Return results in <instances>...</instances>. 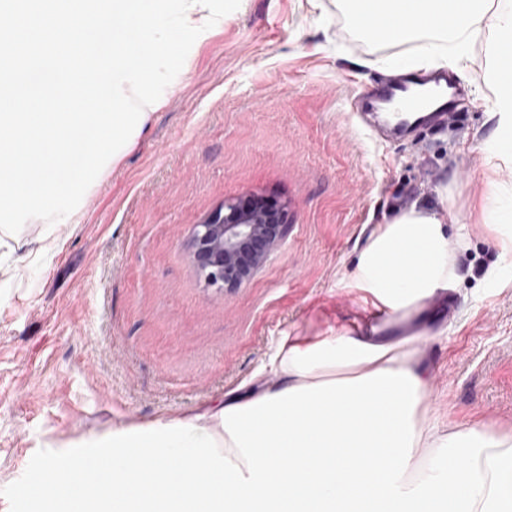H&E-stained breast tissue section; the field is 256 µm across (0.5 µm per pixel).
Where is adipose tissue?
<instances>
[{
    "mask_svg": "<svg viewBox=\"0 0 512 512\" xmlns=\"http://www.w3.org/2000/svg\"><path fill=\"white\" fill-rule=\"evenodd\" d=\"M358 26L393 17L391 41L426 39L459 71L488 30L490 109L512 126V0H352ZM450 212L411 206L374 227L339 282L369 316L314 338L282 336L254 386L223 407L118 429L99 455L49 459L37 512H512V434L442 428L410 340L384 339L458 274Z\"/></svg>",
    "mask_w": 512,
    "mask_h": 512,
    "instance_id": "adipose-tissue-1",
    "label": "adipose tissue"
}]
</instances>
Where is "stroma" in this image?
<instances>
[{"label":"stroma","mask_w":512,"mask_h":512,"mask_svg":"<svg viewBox=\"0 0 512 512\" xmlns=\"http://www.w3.org/2000/svg\"><path fill=\"white\" fill-rule=\"evenodd\" d=\"M321 2L242 0L195 41L137 145L53 225L52 249L38 250L40 224L0 241V512H34L20 491L47 459L220 407L281 336L348 324L362 301L339 270L415 203L455 214L449 240L467 232L457 285L417 330L428 410L512 433V259L489 227L512 201V163L486 165L507 137L488 109V35L458 76L463 117L382 146L349 98L422 44L370 36L346 0ZM252 196L287 206L285 243L243 286H209L193 227Z\"/></svg>","instance_id":"35a3bbf8"}]
</instances>
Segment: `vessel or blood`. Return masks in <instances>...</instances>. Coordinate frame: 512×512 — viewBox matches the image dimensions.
Wrapping results in <instances>:
<instances>
[{"mask_svg":"<svg viewBox=\"0 0 512 512\" xmlns=\"http://www.w3.org/2000/svg\"><path fill=\"white\" fill-rule=\"evenodd\" d=\"M465 89L447 70L404 71L383 76L367 93L350 100L376 141L418 137L455 120Z\"/></svg>","mask_w":512,"mask_h":512,"instance_id":"vessel-or-blood-1","label":"vessel or blood"}]
</instances>
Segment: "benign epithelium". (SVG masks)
Wrapping results in <instances>:
<instances>
[{
	"label": "benign epithelium",
	"mask_w": 512,
	"mask_h": 512,
	"mask_svg": "<svg viewBox=\"0 0 512 512\" xmlns=\"http://www.w3.org/2000/svg\"><path fill=\"white\" fill-rule=\"evenodd\" d=\"M288 228L286 207L270 210L228 200L195 226L190 257L209 284L237 288L282 246Z\"/></svg>",
	"instance_id": "7a95c632"
}]
</instances>
